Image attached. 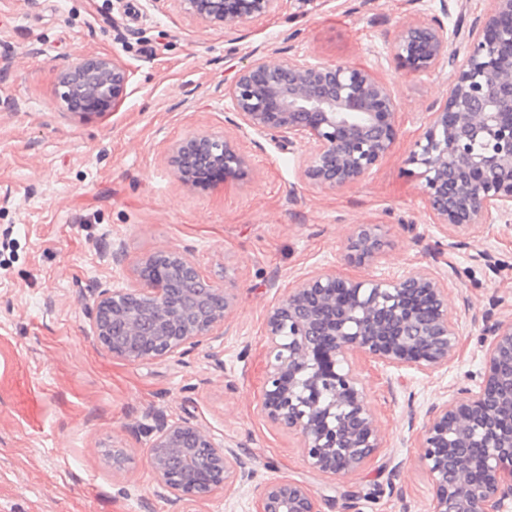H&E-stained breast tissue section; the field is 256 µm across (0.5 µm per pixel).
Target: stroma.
<instances>
[{
  "label": "stroma",
  "mask_w": 512,
  "mask_h": 512,
  "mask_svg": "<svg viewBox=\"0 0 512 512\" xmlns=\"http://www.w3.org/2000/svg\"><path fill=\"white\" fill-rule=\"evenodd\" d=\"M493 7L282 0L227 29L176 0H0V512H173L147 459L144 431L159 414L248 453L255 470L251 488L216 492L193 512H256L257 487L282 477L311 486L322 512H429L434 488L417 448L425 412L479 379L487 320L512 317V223L452 239L432 223L408 157L451 75L410 73L392 46L407 24L467 28ZM261 55L374 72L398 104L391 153L359 181L322 189L304 176V146L238 130L225 83ZM86 56L126 69L118 105L74 112L58 99L62 74ZM203 132L235 140L253 161L249 178L180 179L172 149ZM364 224L380 225L387 246L358 265L348 245ZM165 249L190 252L231 288L226 332L180 358L113 357L93 338L86 304ZM324 268L361 278L438 269L461 333L455 358L429 375L355 360L386 442L336 478L312 471L299 437L259 409L266 313ZM115 448L124 470L112 468Z\"/></svg>",
  "instance_id": "35a3bbf8"
}]
</instances>
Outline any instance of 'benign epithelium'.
I'll return each instance as SVG.
<instances>
[{
  "mask_svg": "<svg viewBox=\"0 0 512 512\" xmlns=\"http://www.w3.org/2000/svg\"><path fill=\"white\" fill-rule=\"evenodd\" d=\"M191 17L226 27L266 16L280 0H175ZM482 26L448 31L437 17L404 26L393 44L401 65L429 74L454 68L448 96L429 113L408 162L421 168L433 223L450 236L484 233L512 215V0H494ZM463 39L456 63L449 43ZM123 66L82 58L60 79L58 97L117 105ZM224 98L244 132L269 133L307 148L305 175L320 187L354 183L393 149L397 102L372 72L299 59L257 57L239 70ZM170 163L180 177L193 166H219L240 177L251 160L223 135L179 141ZM358 263L382 248L380 228L359 227L349 244ZM429 303L425 315L418 302ZM235 298L212 284L189 255L158 251L136 264L135 280L102 289L87 308L94 335L112 356L137 362L189 353L224 328ZM268 368L261 410L300 437L313 471L339 477L363 468L382 445L353 356L430 374L448 366L459 346L457 316L448 310V278L432 269L388 278H352L331 269L294 281L265 319ZM490 340L480 382L464 397L431 405L419 439L420 461L435 495L430 512H502L512 497V318L486 326ZM149 464L161 494L188 509L218 490L251 482L247 457L216 445L201 427L163 416L147 430ZM476 440L484 451L463 454ZM477 472L478 482L469 476ZM257 512H321L318 494L288 478L259 487Z\"/></svg>",
  "mask_w": 512,
  "mask_h": 512,
  "instance_id": "benign-epithelium-1",
  "label": "benign epithelium"
}]
</instances>
